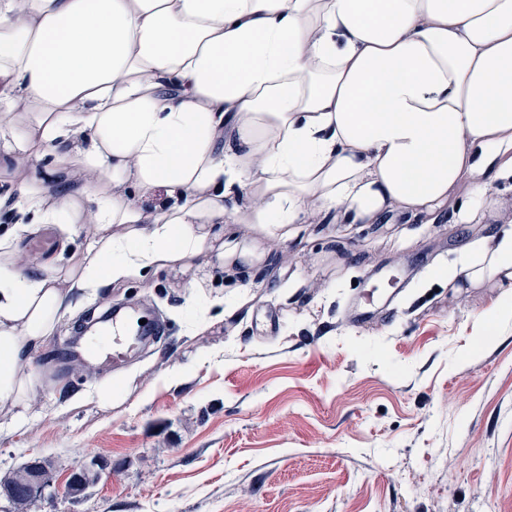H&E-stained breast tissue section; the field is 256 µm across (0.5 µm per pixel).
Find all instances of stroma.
<instances>
[{"label": "stroma", "instance_id": "obj_1", "mask_svg": "<svg viewBox=\"0 0 512 512\" xmlns=\"http://www.w3.org/2000/svg\"><path fill=\"white\" fill-rule=\"evenodd\" d=\"M512 226V183L471 224L453 210L374 224H225L224 259L77 294L33 355L40 387L0 414V479L33 458L52 486L26 512H512V306L496 284L449 280L469 247ZM64 224L21 234L61 255ZM409 280L362 323L374 271ZM224 297V314L201 306ZM150 308L163 338L124 368L72 362L101 301ZM112 401L99 403L98 393ZM94 456L84 498L65 487Z\"/></svg>", "mask_w": 512, "mask_h": 512}]
</instances>
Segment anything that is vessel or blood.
<instances>
[{
	"label": "vessel or blood",
	"instance_id": "vessel-or-blood-1",
	"mask_svg": "<svg viewBox=\"0 0 512 512\" xmlns=\"http://www.w3.org/2000/svg\"><path fill=\"white\" fill-rule=\"evenodd\" d=\"M163 332L161 320L147 309L114 312L104 336L92 345L89 355L109 365L124 363L146 339Z\"/></svg>",
	"mask_w": 512,
	"mask_h": 512
}]
</instances>
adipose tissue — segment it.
Segmentation results:
<instances>
[{
    "label": "adipose tissue",
    "instance_id": "ef3b65f1",
    "mask_svg": "<svg viewBox=\"0 0 512 512\" xmlns=\"http://www.w3.org/2000/svg\"><path fill=\"white\" fill-rule=\"evenodd\" d=\"M0 157L10 413L72 293L223 258L215 225L433 213L465 179L470 221L512 181V0H0ZM39 224L77 264L17 249ZM460 272L512 289V231Z\"/></svg>",
    "mask_w": 512,
    "mask_h": 512
}]
</instances>
